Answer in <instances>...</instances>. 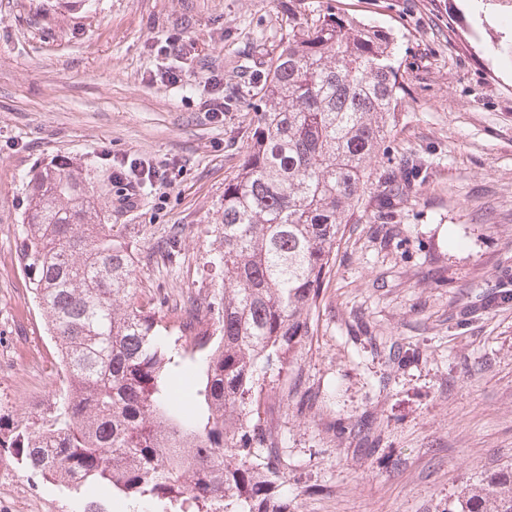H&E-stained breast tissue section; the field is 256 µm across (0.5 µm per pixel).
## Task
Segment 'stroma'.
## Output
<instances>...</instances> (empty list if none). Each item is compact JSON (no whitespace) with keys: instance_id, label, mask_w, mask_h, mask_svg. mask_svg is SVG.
<instances>
[{"instance_id":"obj_1","label":"stroma","mask_w":512,"mask_h":512,"mask_svg":"<svg viewBox=\"0 0 512 512\" xmlns=\"http://www.w3.org/2000/svg\"><path fill=\"white\" fill-rule=\"evenodd\" d=\"M397 38L407 86L387 155L426 177L393 224L347 225L311 334L268 370L260 415L288 463L284 512H448L512 467V37L487 0H344ZM293 0H0V423L53 405L62 374L20 257L27 183L66 160L136 257L140 301L211 298L224 181L240 168ZM185 35L176 86L157 50ZM230 107L205 112L211 73ZM172 166L125 197L110 158ZM0 457V512H86Z\"/></svg>"}]
</instances>
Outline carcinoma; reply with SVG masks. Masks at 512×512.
I'll return each mask as SVG.
<instances>
[{
    "label": "carcinoma",
    "mask_w": 512,
    "mask_h": 512,
    "mask_svg": "<svg viewBox=\"0 0 512 512\" xmlns=\"http://www.w3.org/2000/svg\"><path fill=\"white\" fill-rule=\"evenodd\" d=\"M253 107L238 173L216 226L221 290L170 317L136 299L132 246L112 234L82 170L67 162L29 181L21 255L64 371L60 402L0 448L91 499L149 497L163 512H281L288 466L259 407L258 366L283 364L310 335L342 226L363 218L372 163L402 107L395 37L350 10L297 0ZM420 164L384 170L375 218L394 220ZM201 374L193 408L176 375ZM455 512H512V468Z\"/></svg>",
    "instance_id": "obj_1"
}]
</instances>
